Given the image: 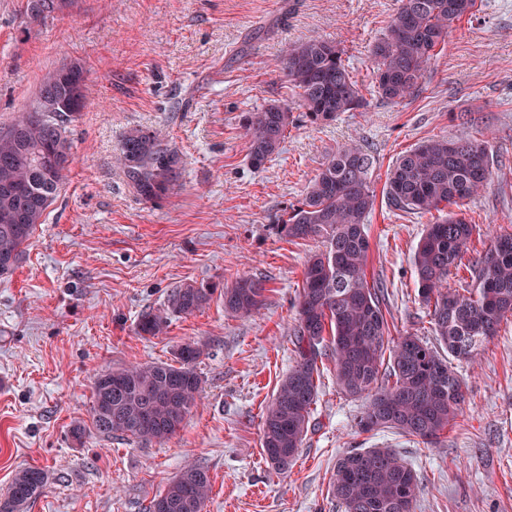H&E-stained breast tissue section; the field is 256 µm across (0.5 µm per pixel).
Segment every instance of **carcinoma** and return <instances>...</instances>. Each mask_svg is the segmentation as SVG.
Returning a JSON list of instances; mask_svg holds the SVG:
<instances>
[{"label":"carcinoma","instance_id":"cac0c4a2","mask_svg":"<svg viewBox=\"0 0 512 512\" xmlns=\"http://www.w3.org/2000/svg\"><path fill=\"white\" fill-rule=\"evenodd\" d=\"M67 0H29L34 19L60 12ZM476 0H398L387 30L371 49L379 93L398 103L419 88L434 49L448 29L473 13ZM277 69L296 90L299 106L313 123L332 121L366 101L338 46L310 39L291 46ZM85 69L64 65L43 76L36 104L0 127V276L23 259L38 224L67 177L71 126L86 106ZM291 123L286 102L267 104L244 119L250 163L258 168L274 155ZM492 146L487 140L430 139L399 156L387 173L390 206L416 214L437 212L413 252L418 292L429 310L439 346L413 335L390 336L382 308L384 287L366 276L370 243L366 222L376 195L373 157L355 145L331 155L291 206L280 230L289 240L318 238L323 249L304 262L296 304L294 364L278 385L262 422L267 460L286 472L308 432L319 395L323 356H330L336 385L365 399L360 419L366 431L391 429L431 443L463 409L464 379L453 361L468 362L512 318V231L493 236L470 267L472 287H448L469 250L476 225L451 210L478 194L489 180ZM119 163L136 193L147 201L165 197L176 174L177 154L155 133L134 131ZM24 220L15 221L19 212ZM265 280L241 277L224 286V311L258 313ZM214 289L183 283L173 287L163 308L141 315L136 332L158 336L171 319L203 309ZM200 344L177 348L171 363L109 369L94 377L91 423L104 436L120 435L145 445L161 443L185 424L203 380L196 363ZM49 482V473L25 467L14 475L0 512H26ZM417 472L391 448L353 450L336 461L331 495L344 512H413ZM212 483L196 465L182 469L150 502L148 512H199Z\"/></svg>","mask_w":512,"mask_h":512}]
</instances>
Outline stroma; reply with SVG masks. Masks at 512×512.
Masks as SVG:
<instances>
[{
    "instance_id": "stroma-1",
    "label": "stroma",
    "mask_w": 512,
    "mask_h": 512,
    "mask_svg": "<svg viewBox=\"0 0 512 512\" xmlns=\"http://www.w3.org/2000/svg\"><path fill=\"white\" fill-rule=\"evenodd\" d=\"M397 0H70L47 20L27 0H0V127L29 109L43 75L80 63L87 106L72 130V162L19 267L0 277V495L16 471L50 482L28 512H147L187 464L206 468L205 512H342L329 490L340 455L391 448L420 477L413 512H512V320L459 367L466 403L433 444L362 431L363 400L321 367L308 433L288 472L268 464L262 415L294 361L296 301L306 257L320 240L288 241L289 207L342 145L375 159L367 277L388 289L392 336L434 342L412 253L431 215L390 207L385 175L428 139H487L488 186L461 207L475 224L470 260L512 228V0H477L436 47L419 90L381 97L370 49ZM335 42L366 106L314 124L274 64L302 40ZM292 104L278 154L253 167L244 117ZM152 130L179 158L166 197L141 200L117 158L125 136ZM239 276L266 280L265 304L228 316L219 294ZM215 287L209 304L141 337L142 312L170 289ZM204 345L203 392L183 429L161 445L90 430L100 372L171 361ZM87 425L83 440L73 426Z\"/></svg>"
}]
</instances>
